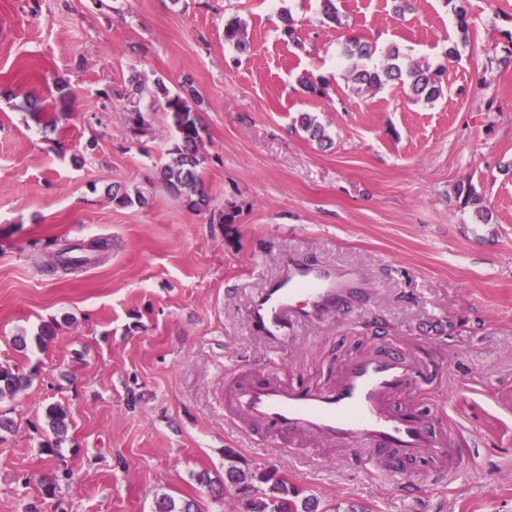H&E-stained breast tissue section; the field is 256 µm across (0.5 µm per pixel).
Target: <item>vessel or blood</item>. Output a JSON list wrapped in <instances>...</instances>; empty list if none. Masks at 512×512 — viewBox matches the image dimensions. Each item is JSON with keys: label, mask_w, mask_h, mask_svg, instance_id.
Segmentation results:
<instances>
[{"label": "vessel or blood", "mask_w": 512, "mask_h": 512, "mask_svg": "<svg viewBox=\"0 0 512 512\" xmlns=\"http://www.w3.org/2000/svg\"><path fill=\"white\" fill-rule=\"evenodd\" d=\"M299 296L317 311L363 302L370 292L340 280L316 261L294 265L251 304L250 317L266 340H287ZM437 374L429 359L383 348L350 358L329 385L303 387L275 380L238 385L227 398L226 413L259 426L267 439L285 434L337 444L381 480H398L407 464L417 461L430 464L440 480H451L457 470L447 460L458 453L452 436L438 423L422 419L410 402ZM401 397L408 404L398 411L394 401Z\"/></svg>", "instance_id": "b4317fda"}]
</instances>
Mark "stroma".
I'll list each match as a JSON object with an SVG mask.
<instances>
[{"instance_id": "35a3bbf8", "label": "stroma", "mask_w": 512, "mask_h": 512, "mask_svg": "<svg viewBox=\"0 0 512 512\" xmlns=\"http://www.w3.org/2000/svg\"><path fill=\"white\" fill-rule=\"evenodd\" d=\"M462 5L461 20L447 0H336L334 25L319 0H0V368L30 378L0 400V512H153L165 495L244 512L243 498L195 479L223 478L228 448L326 512H512V65L501 62L512 0ZM234 17L247 26L244 54L224 41ZM351 34L442 70L444 97L416 103L394 84L353 92L339 59ZM134 72L173 93L193 78L208 209L156 177L175 132L152 94L139 102L152 135L130 131L119 92ZM305 112L328 142L299 128ZM115 182L147 205L115 207ZM461 183L487 224L457 197ZM227 208L234 223L213 220ZM98 239L110 250L78 272L43 273L61 245ZM293 258L354 273L372 294L273 345L249 308ZM46 324L56 334L42 344ZM377 325L443 366L416 403L455 438L463 470L451 485L423 463L392 483L338 453L301 462L287 439L227 421L234 384H329L380 348ZM53 405L68 412L60 439ZM65 471L45 494L42 478Z\"/></svg>"}]
</instances>
